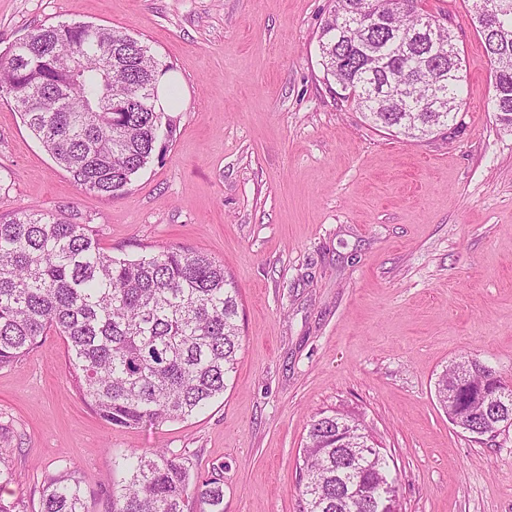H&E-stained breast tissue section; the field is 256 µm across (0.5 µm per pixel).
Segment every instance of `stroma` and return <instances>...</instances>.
I'll return each mask as SVG.
<instances>
[{
    "label": "stroma",
    "mask_w": 512,
    "mask_h": 512,
    "mask_svg": "<svg viewBox=\"0 0 512 512\" xmlns=\"http://www.w3.org/2000/svg\"><path fill=\"white\" fill-rule=\"evenodd\" d=\"M447 14L466 68L457 126H374L330 91L329 0H0V56L61 20L126 31L172 67L176 132L120 197L77 187L0 99V214L35 206L134 257L171 245L240 290L242 348L205 413L108 425L73 385L59 336L0 367V468L18 512L71 474L94 512L119 457L165 448L224 475V512H299L297 465L319 413L362 421L398 477L400 512H512V428L452 424L434 382L475 357L512 384V132L470 0Z\"/></svg>",
    "instance_id": "stroma-1"
}]
</instances>
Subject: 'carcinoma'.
<instances>
[{
    "instance_id": "carcinoma-1",
    "label": "carcinoma",
    "mask_w": 512,
    "mask_h": 512,
    "mask_svg": "<svg viewBox=\"0 0 512 512\" xmlns=\"http://www.w3.org/2000/svg\"><path fill=\"white\" fill-rule=\"evenodd\" d=\"M319 36L324 78L374 125L418 139L454 125L463 107L462 58L452 30L416 40L434 18L422 0H331ZM472 0L494 80L492 108L512 129V12L489 15ZM172 66L120 30L61 20L33 29L0 57V98L82 190L122 195L172 141L176 126L156 107ZM240 291L200 251L166 247L135 259L106 252L86 224L26 208L0 216V367L18 363L49 331L65 338L68 374L107 424L135 428L185 420L224 394L241 348ZM442 371L435 397L494 387L467 415L472 434L512 427V385L478 360ZM365 427L334 414L313 420L299 465L300 512H380L397 481L389 458L368 447ZM112 488L111 512H223L222 476L192 481L164 449L132 451ZM41 512H91L79 480L43 487Z\"/></svg>"
}]
</instances>
